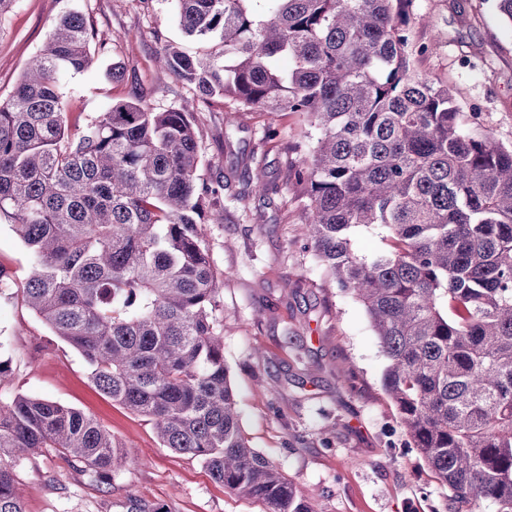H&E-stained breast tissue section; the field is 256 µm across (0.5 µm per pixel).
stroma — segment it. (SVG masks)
Instances as JSON below:
<instances>
[{"label":"stroma","instance_id":"35a3bbf8","mask_svg":"<svg viewBox=\"0 0 512 512\" xmlns=\"http://www.w3.org/2000/svg\"><path fill=\"white\" fill-rule=\"evenodd\" d=\"M84 15L93 66L66 77L65 110L87 123L143 87L157 110L193 92L156 62L169 42L188 53L201 43L178 24L177 0H14L0 15V97L8 98L28 59L63 15ZM416 66L448 85L464 128L512 146V26L492 0H413ZM122 68L126 80L109 77ZM197 178L223 183V221L201 224L222 282L217 316L241 426L317 512H446L448 490L405 447L393 403L381 385L386 357L362 303L326 276L304 235L307 203L288 171L317 133L297 113L250 112L214 97L196 102ZM263 171L265 196L248 194ZM0 267L23 281L28 253L0 223ZM0 359L11 374L0 396L22 393L81 409L130 450L133 461L103 490L76 474L54 449L23 462L25 512H105L126 494L169 512H266L215 482L203 462L162 447L148 418L103 396L83 358L52 335L12 289L0 290Z\"/></svg>","mask_w":512,"mask_h":512}]
</instances>
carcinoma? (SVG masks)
<instances>
[{"instance_id": "obj_1", "label": "carcinoma", "mask_w": 512, "mask_h": 512, "mask_svg": "<svg viewBox=\"0 0 512 512\" xmlns=\"http://www.w3.org/2000/svg\"><path fill=\"white\" fill-rule=\"evenodd\" d=\"M177 2L183 32L219 49L169 44L166 70L199 98L318 130L289 171L309 199L307 238L365 306L384 393L406 447L448 486V512H512V147L465 131L448 86L417 69L412 0ZM92 62L87 23L69 13L0 99V218L29 253L13 288L164 447L268 512H315L241 429L198 228L222 185L197 182L193 113L137 97L71 129L58 77ZM374 229L383 247L358 252L354 236ZM44 448L106 485L130 461L83 411L0 400V512H24L17 463ZM121 508L168 512L131 494Z\"/></svg>"}]
</instances>
